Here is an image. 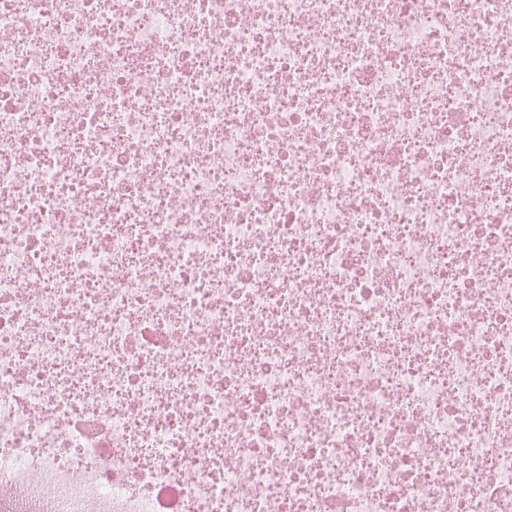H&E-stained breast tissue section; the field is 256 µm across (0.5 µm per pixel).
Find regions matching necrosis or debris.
<instances>
[{"instance_id":"1","label":"necrosis or debris","mask_w":512,"mask_h":512,"mask_svg":"<svg viewBox=\"0 0 512 512\" xmlns=\"http://www.w3.org/2000/svg\"><path fill=\"white\" fill-rule=\"evenodd\" d=\"M0 512H512V0H0Z\"/></svg>"}]
</instances>
